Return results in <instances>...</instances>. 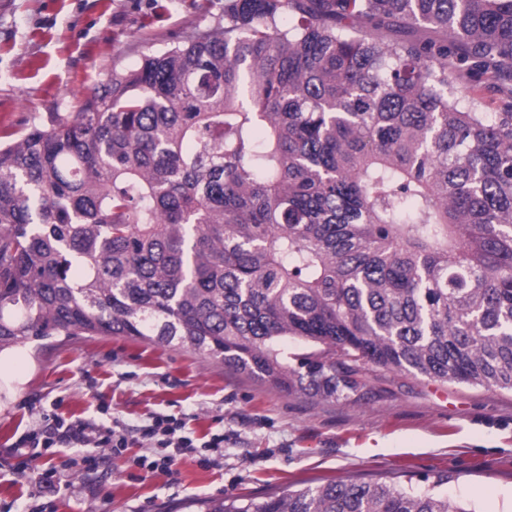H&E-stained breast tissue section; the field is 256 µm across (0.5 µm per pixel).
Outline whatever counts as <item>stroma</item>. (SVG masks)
I'll list each match as a JSON object with an SVG mask.
<instances>
[{
  "label": "stroma",
  "instance_id": "stroma-1",
  "mask_svg": "<svg viewBox=\"0 0 512 512\" xmlns=\"http://www.w3.org/2000/svg\"><path fill=\"white\" fill-rule=\"evenodd\" d=\"M224 0H0V141L18 140L74 112L92 89L195 27L222 29ZM361 401H325L268 388L189 348L125 337L74 336L0 353V512H25L33 470L16 451L43 414L128 431L121 455L97 449L54 512H189V503L261 497L331 479L419 483L448 474L443 491L476 512H512V391L383 370ZM164 415L203 443L223 434L224 457L204 467L182 455L172 474L126 459L158 454L139 434Z\"/></svg>",
  "mask_w": 512,
  "mask_h": 512
}]
</instances>
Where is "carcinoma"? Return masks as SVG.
Instances as JSON below:
<instances>
[{
  "label": "carcinoma",
  "instance_id": "carcinoma-1",
  "mask_svg": "<svg viewBox=\"0 0 512 512\" xmlns=\"http://www.w3.org/2000/svg\"><path fill=\"white\" fill-rule=\"evenodd\" d=\"M508 68L512 0H224L0 145V353L126 336L321 400L378 368L512 391V111L459 86ZM447 483L206 512H475Z\"/></svg>",
  "mask_w": 512,
  "mask_h": 512
}]
</instances>
